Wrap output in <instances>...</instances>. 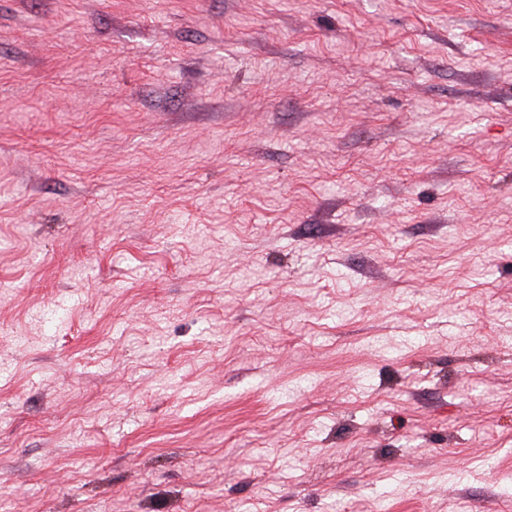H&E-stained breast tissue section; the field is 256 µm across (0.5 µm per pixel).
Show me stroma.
<instances>
[{"instance_id":"35a3bbf8","label":"stroma","mask_w":512,"mask_h":512,"mask_svg":"<svg viewBox=\"0 0 512 512\" xmlns=\"http://www.w3.org/2000/svg\"><path fill=\"white\" fill-rule=\"evenodd\" d=\"M0 512H512V0H0Z\"/></svg>"}]
</instances>
